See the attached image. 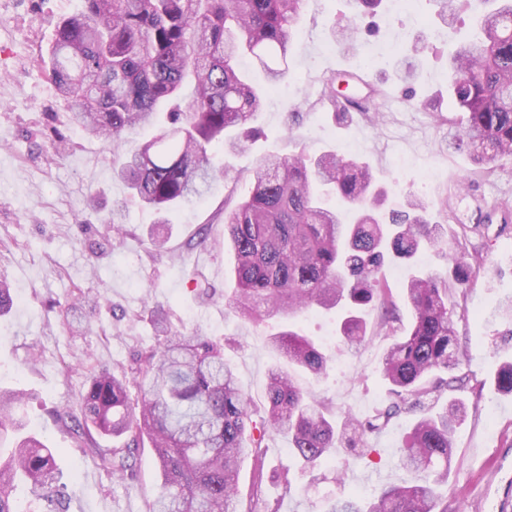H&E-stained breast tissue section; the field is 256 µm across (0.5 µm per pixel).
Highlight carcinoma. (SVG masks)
<instances>
[{
    "label": "carcinoma",
    "instance_id": "1",
    "mask_svg": "<svg viewBox=\"0 0 512 512\" xmlns=\"http://www.w3.org/2000/svg\"><path fill=\"white\" fill-rule=\"evenodd\" d=\"M84 11L63 19L50 52L52 82L77 105L74 122L89 137L119 140L136 127L157 134L113 161L129 193L158 214L203 196L224 167L212 149L226 154L248 148L259 129L257 115L269 90L288 76L303 0H84ZM478 34L458 42L448 57V103L466 113L455 144L472 168L461 182L488 175L512 161V0H476ZM248 54L266 74V84L247 80L236 65ZM190 94H184L186 85ZM249 195L224 208V243L235 257L236 288L225 308L239 319L294 320L312 309L336 310L338 333L350 347L368 336L360 317L375 305V334L392 339L379 373L393 401L374 416L342 425L301 390L289 372H268L264 416L254 419L238 386L224 344L205 336L170 331L163 310H153L159 341L119 373L94 371L80 393L81 416L72 430L124 439L99 465L131 489L135 453L151 444L162 480L149 512H255L241 510L240 461L254 460L249 499L259 495L265 441L288 438L291 452L312 473L336 449L345 432L363 438L385 428L401 412L418 418L398 456L399 467L419 476L413 485L387 483L371 499L329 500L325 512H447L439 508L448 484V461L462 406L451 401L429 408L428 400L463 389L458 371L467 356L457 321L459 298L474 286L486 260L461 237L448 243V225L433 220L427 204L410 197L403 210L384 208L387 191L357 157L324 152L314 158L265 154L250 170ZM336 204L327 205L320 188ZM500 214L512 223V204L496 203L483 216L489 228ZM445 253L442 273L410 279L402 293L407 321L392 288L379 276L388 262H409L422 249ZM269 346L297 370L323 375L328 360L306 335L288 329ZM512 393V363L495 373ZM137 391L131 398V390ZM24 397L0 392V512H18L14 492L28 484L58 512L69 497L56 482L54 449L34 434L17 438V412Z\"/></svg>",
    "mask_w": 512,
    "mask_h": 512
}]
</instances>
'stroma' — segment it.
<instances>
[{"label": "stroma", "instance_id": "35a3bbf8", "mask_svg": "<svg viewBox=\"0 0 512 512\" xmlns=\"http://www.w3.org/2000/svg\"><path fill=\"white\" fill-rule=\"evenodd\" d=\"M8 4L0 10V276L11 286L14 305L0 316V389L27 393L28 428L55 448L59 480L76 487L65 512H149L160 482L153 449H139L135 487L125 490L57 424L56 410L78 411L91 371L123 370L156 344L150 309L157 306L172 330L225 339L224 356L253 410L262 413L268 370L280 361L267 339L290 324L277 318L245 322L226 311L234 257L224 245L225 200L248 193L249 172L260 154L302 150L366 160L383 176L395 209L409 196L402 183L422 176L429 179L424 199L430 205L446 194L455 198L459 178L470 166L464 154L448 146L461 115L449 113L441 125L407 100L399 48L416 39L430 41L414 87L418 95L447 99L449 43L456 32H469L476 17L469 10L458 12L439 39L432 35L440 22L431 0H424L419 13L401 16L391 15L385 2L374 17L375 32L362 33L349 51L331 40L327 24H352L351 0H304L288 80L271 93L258 117L264 138L232 158L233 177L218 178L204 197L172 209L160 227L154 210L133 199L112 175L113 154L148 139L150 129L129 130L120 144L85 136L71 120L73 104L45 73L57 22L80 13L84 0ZM370 48L378 54L368 80L386 93L370 107L382 112L385 123L373 125L358 112L348 120L333 119L318 102L326 79L337 60L358 66ZM401 153L411 159V168L395 165ZM466 190V201L455 199L449 231L461 224L473 228L480 210L512 202V163L468 182ZM118 206L124 209L123 246L116 249L111 220ZM202 226L204 243L188 248ZM157 229L168 236L166 250L151 244L150 233ZM468 241L485 245L490 271L468 290L467 317L457 325L467 343L462 371L471 385L444 395L467 409L454 436L444 503L448 512H497L503 493L512 488V447L506 445L512 394L498 391L494 379L499 364L512 362V335L495 311L500 301L512 299V229L489 241L473 230ZM339 319L334 311L309 310L292 324L322 342L330 358L322 378L299 372L295 379L338 417L363 419L389 401L379 378L389 340L373 335L359 349L347 350L335 333ZM490 404L496 409L492 422L485 416ZM415 421L414 414L401 413L368 435L366 448L339 449L318 475L296 474L289 490L272 476L273 470L295 464L287 440L276 437L266 450L269 474L262 500L279 501L280 512H323L327 497L367 496L386 482L415 481L395 458Z\"/></svg>", "mask_w": 512, "mask_h": 512}]
</instances>
